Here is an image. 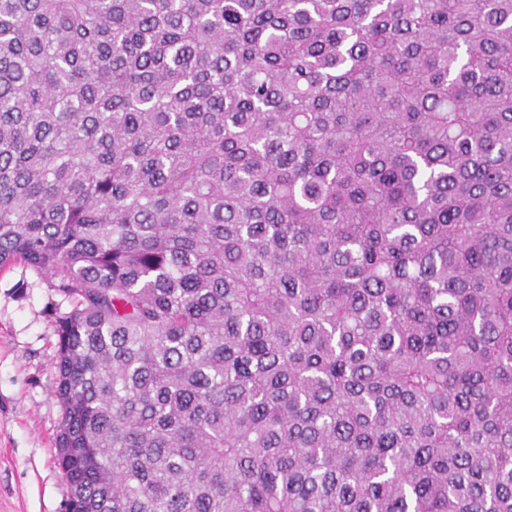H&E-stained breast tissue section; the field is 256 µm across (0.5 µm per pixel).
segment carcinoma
<instances>
[{"instance_id": "1", "label": "carcinoma", "mask_w": 512, "mask_h": 512, "mask_svg": "<svg viewBox=\"0 0 512 512\" xmlns=\"http://www.w3.org/2000/svg\"><path fill=\"white\" fill-rule=\"evenodd\" d=\"M68 512H512V0H0V271Z\"/></svg>"}]
</instances>
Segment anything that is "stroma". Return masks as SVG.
Here are the masks:
<instances>
[{
    "mask_svg": "<svg viewBox=\"0 0 512 512\" xmlns=\"http://www.w3.org/2000/svg\"><path fill=\"white\" fill-rule=\"evenodd\" d=\"M66 309L33 269L0 271V512H66L69 487L54 463V318Z\"/></svg>",
    "mask_w": 512,
    "mask_h": 512,
    "instance_id": "obj_1",
    "label": "stroma"
}]
</instances>
